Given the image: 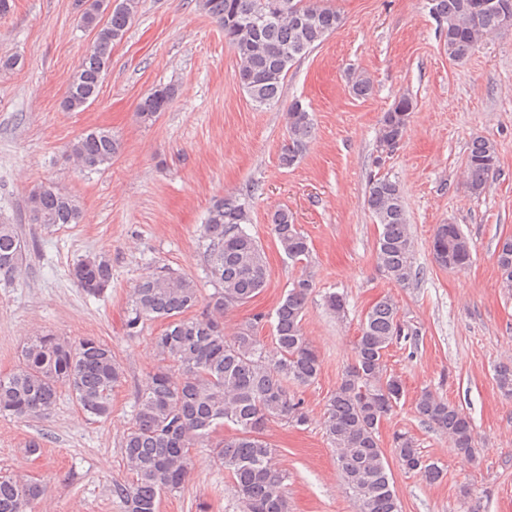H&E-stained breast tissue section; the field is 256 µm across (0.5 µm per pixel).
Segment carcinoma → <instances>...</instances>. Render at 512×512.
Returning a JSON list of instances; mask_svg holds the SVG:
<instances>
[{
  "instance_id": "1",
  "label": "carcinoma",
  "mask_w": 512,
  "mask_h": 512,
  "mask_svg": "<svg viewBox=\"0 0 512 512\" xmlns=\"http://www.w3.org/2000/svg\"><path fill=\"white\" fill-rule=\"evenodd\" d=\"M477 0H432L448 59H467L490 34L508 32L503 13L512 0H498L497 10H479ZM92 0L81 21L96 29L91 46L69 80L63 108L81 112L99 95L111 62L112 46L121 41L137 11L138 0ZM202 9L224 28V38L237 58L234 77L258 107L278 102L294 62L321 45L340 25L341 15L329 0H200ZM176 96L173 86L156 88L137 104V115L151 123ZM416 101L409 93L396 99L381 120L379 146L392 150L401 141ZM288 142L279 155L283 168L302 157L312 135V118L295 102L287 113ZM118 144L108 130H91L70 146V156L83 171L112 164ZM498 164L496 145L473 140L466 157V187L485 188ZM365 205L378 225L376 259L387 278L406 285L416 278L413 243L398 183L387 176L369 181ZM29 220L46 228L78 224V199L53 183L33 188L27 198ZM249 202L237 195L214 201L200 238L206 274L214 285L206 312L196 315L200 293L189 277L161 270L141 278L131 294L126 328L131 336L144 324L165 322L152 344L160 360L137 389L134 417L122 440L128 476L112 483V494L125 512H159L161 495L181 489L190 473L191 451L210 443L220 466L233 479L241 512H288L284 495L287 475L273 462L275 448L265 437L269 424L284 420L295 427L310 417L296 388L315 382L322 371L317 348L302 328L313 282L307 272L296 277L271 316L253 315L231 338L224 336V314L249 303L267 286L268 267L262 245L249 232ZM276 243L291 259L310 258L307 236L286 210L270 219ZM27 243L17 226L0 223V280L16 278ZM432 253L439 266L461 269L471 262V247L457 224L437 225ZM502 287L512 289V237L497 252ZM78 286L91 296L112 287V264L102 255L86 257L72 267ZM399 309L384 296L366 313L354 341V360L326 401L322 429L336 453V463L352 492L358 512H402L379 428L402 397L401 379L387 373L385 354L404 336ZM270 318L273 346L261 342L257 328ZM123 370L112 347L87 336L71 341L53 334L29 337L16 369L0 377V416L26 419L47 413L61 388L88 416L112 414V394ZM499 388L512 393V364L495 371ZM418 417L447 434L458 453L476 456L474 429L460 407L429 391L415 400ZM231 433L217 437L222 429ZM393 454L407 472L434 483L442 468L425 458L414 438L392 437ZM44 495L36 482L0 472V512H28Z\"/></svg>"
}]
</instances>
